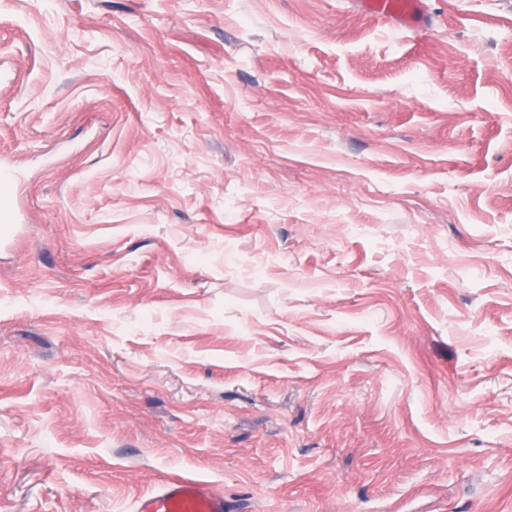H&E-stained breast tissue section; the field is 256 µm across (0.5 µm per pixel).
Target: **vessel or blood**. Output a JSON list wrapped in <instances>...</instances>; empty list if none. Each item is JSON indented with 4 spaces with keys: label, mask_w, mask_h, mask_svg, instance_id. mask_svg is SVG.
<instances>
[{
    "label": "vessel or blood",
    "mask_w": 512,
    "mask_h": 512,
    "mask_svg": "<svg viewBox=\"0 0 512 512\" xmlns=\"http://www.w3.org/2000/svg\"><path fill=\"white\" fill-rule=\"evenodd\" d=\"M363 12L399 28L417 30L425 24L424 0H358ZM135 512H232L221 494L188 477L163 480L136 502Z\"/></svg>",
    "instance_id": "b4317fda"
}]
</instances>
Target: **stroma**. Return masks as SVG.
<instances>
[{"label":"stroma","mask_w":512,"mask_h":512,"mask_svg":"<svg viewBox=\"0 0 512 512\" xmlns=\"http://www.w3.org/2000/svg\"><path fill=\"white\" fill-rule=\"evenodd\" d=\"M0 0V512H512V0ZM357 3L374 19L391 22L401 29L415 31L424 27L423 0H358ZM224 495L188 477L163 480L154 491L136 501V512H233Z\"/></svg>","instance_id":"obj_1"}]
</instances>
